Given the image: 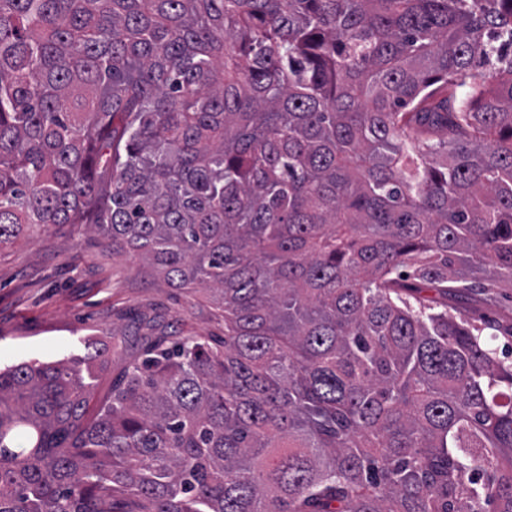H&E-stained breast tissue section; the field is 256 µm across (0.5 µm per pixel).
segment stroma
Returning a JSON list of instances; mask_svg holds the SVG:
<instances>
[{"instance_id":"35a3bbf8","label":"stroma","mask_w":512,"mask_h":512,"mask_svg":"<svg viewBox=\"0 0 512 512\" xmlns=\"http://www.w3.org/2000/svg\"><path fill=\"white\" fill-rule=\"evenodd\" d=\"M153 330L220 336L224 319L208 292L169 287L84 224H43L0 251L1 368L82 356L85 339L102 341L109 366L92 390L97 403Z\"/></svg>"}]
</instances>
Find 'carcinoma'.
<instances>
[{
	"label": "carcinoma",
	"instance_id": "1",
	"mask_svg": "<svg viewBox=\"0 0 512 512\" xmlns=\"http://www.w3.org/2000/svg\"><path fill=\"white\" fill-rule=\"evenodd\" d=\"M40 224L224 336L93 408L102 352L0 370V512H512V0H0V248Z\"/></svg>",
	"mask_w": 512,
	"mask_h": 512
}]
</instances>
